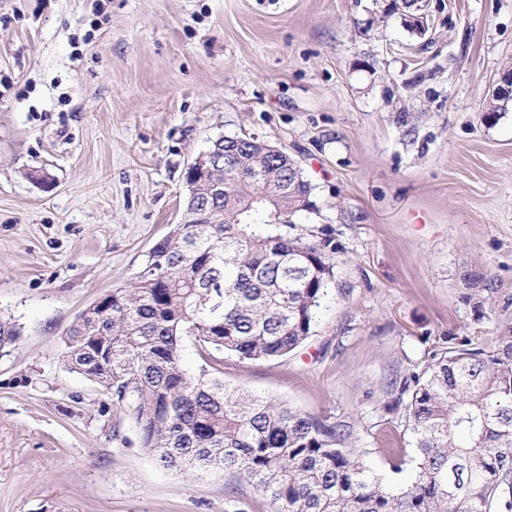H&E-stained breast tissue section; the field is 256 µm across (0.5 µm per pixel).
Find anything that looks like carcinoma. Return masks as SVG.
Instances as JSON below:
<instances>
[{
	"instance_id": "1",
	"label": "carcinoma",
	"mask_w": 512,
	"mask_h": 512,
	"mask_svg": "<svg viewBox=\"0 0 512 512\" xmlns=\"http://www.w3.org/2000/svg\"><path fill=\"white\" fill-rule=\"evenodd\" d=\"M193 164L185 219L150 250L133 282L100 299L62 338L60 357L132 422L161 467L223 469L274 512H512V324L494 344L451 348L395 385L416 465L386 484L351 427L224 383L184 363L284 356L311 336L335 279L329 243L297 231L313 186L288 154L252 135L222 136ZM478 299L481 274L466 277Z\"/></svg>"
}]
</instances>
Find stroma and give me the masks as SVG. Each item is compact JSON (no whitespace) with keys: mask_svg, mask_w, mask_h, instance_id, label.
Listing matches in <instances>:
<instances>
[{"mask_svg":"<svg viewBox=\"0 0 512 512\" xmlns=\"http://www.w3.org/2000/svg\"><path fill=\"white\" fill-rule=\"evenodd\" d=\"M510 68L512 0H430L422 36L374 0H0V512H272L230 473L160 468L60 358L181 223L186 168L241 134L311 182L336 286L302 347L223 378L347 422L403 483L392 378L512 322V105L485 117Z\"/></svg>","mask_w":512,"mask_h":512,"instance_id":"stroma-1","label":"stroma"}]
</instances>
